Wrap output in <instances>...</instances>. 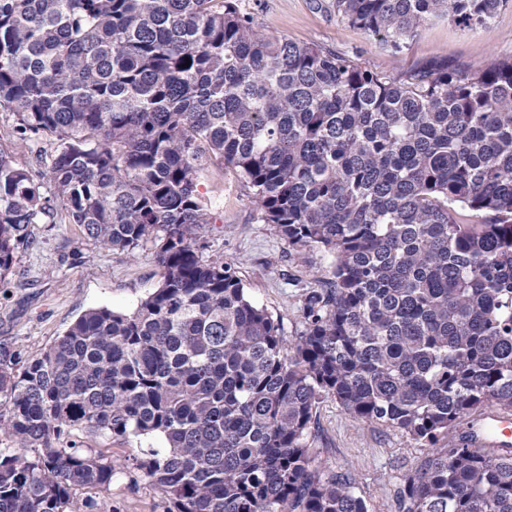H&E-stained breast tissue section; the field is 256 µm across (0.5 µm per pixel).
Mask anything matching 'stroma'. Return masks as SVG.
<instances>
[{
	"instance_id": "stroma-1",
	"label": "stroma",
	"mask_w": 512,
	"mask_h": 512,
	"mask_svg": "<svg viewBox=\"0 0 512 512\" xmlns=\"http://www.w3.org/2000/svg\"><path fill=\"white\" fill-rule=\"evenodd\" d=\"M253 16L258 32L295 42H313L356 59L362 66L400 77L438 61L471 68L512 55V4L486 25L469 29L446 19L423 26L402 53H393L347 23L332 0H237ZM199 192L209 206L200 256L236 267L249 295L282 321L287 335L300 327V290L327 278L320 253L296 254L259 220L243 179L231 168L212 165L200 177ZM162 282L152 244L126 255L87 242L78 227L60 220L30 228V244L0 280V343L39 355L87 310L136 308ZM70 438L116 458L154 446L151 438H116L73 430ZM312 446L322 468L351 472L378 512H398L396 492L406 469L429 453L428 446L402 432L351 417L334 399L320 403L313 418ZM106 502L120 512H164L165 502L146 480L131 483L118 473Z\"/></svg>"
}]
</instances>
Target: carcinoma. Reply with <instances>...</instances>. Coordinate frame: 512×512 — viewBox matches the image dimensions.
<instances>
[{"instance_id": "obj_1", "label": "carcinoma", "mask_w": 512, "mask_h": 512, "mask_svg": "<svg viewBox=\"0 0 512 512\" xmlns=\"http://www.w3.org/2000/svg\"><path fill=\"white\" fill-rule=\"evenodd\" d=\"M512 0H333L401 52L428 22L486 24ZM191 60L184 68L185 60ZM0 279L58 212L161 285L88 310L39 355L0 345V512H99L73 490L118 471L166 512H375L323 470L314 410L434 446L400 512H512V447L458 422L512 412V56L403 77L265 36L236 0H0ZM45 139L37 180L14 148ZM232 168L260 220L330 277L288 338L222 261L205 263L198 177ZM74 429L162 441L119 463ZM445 441H440V438Z\"/></svg>"}]
</instances>
